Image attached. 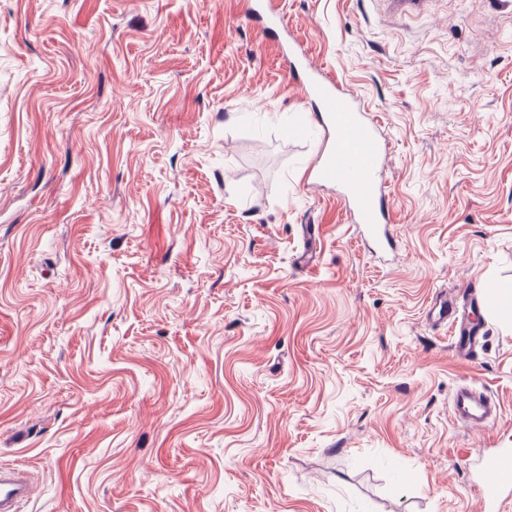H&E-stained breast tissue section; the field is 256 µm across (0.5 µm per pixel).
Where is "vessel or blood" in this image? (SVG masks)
I'll return each instance as SVG.
<instances>
[{
    "instance_id": "1",
    "label": "vessel or blood",
    "mask_w": 512,
    "mask_h": 512,
    "mask_svg": "<svg viewBox=\"0 0 512 512\" xmlns=\"http://www.w3.org/2000/svg\"><path fill=\"white\" fill-rule=\"evenodd\" d=\"M246 15L268 42L278 41L287 26L277 0H251ZM283 56L289 63L302 64L304 92L314 104L322 129L321 149L310 173L312 185L339 188L345 212L358 231L378 250H393L387 231L391 221L390 190L384 175L391 146L380 131L377 115L361 109L357 99L340 88L329 72L301 60L295 46L285 47ZM481 304L476 288L469 287L461 298H439L430 309L432 320L447 327L455 354L470 361L477 358L483 345L484 329L469 320L467 313ZM497 414L498 405L487 394L470 385L456 388L452 399L456 420L482 427ZM483 467L487 478L476 492L483 503L493 504L512 484V449L494 450L484 458ZM30 492L19 468L0 469V512H19L20 503Z\"/></svg>"
}]
</instances>
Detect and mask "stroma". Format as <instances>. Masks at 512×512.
<instances>
[{"instance_id": "stroma-1", "label": "stroma", "mask_w": 512, "mask_h": 512, "mask_svg": "<svg viewBox=\"0 0 512 512\" xmlns=\"http://www.w3.org/2000/svg\"><path fill=\"white\" fill-rule=\"evenodd\" d=\"M248 0H0V467L20 512H485L512 325V0H282L379 116L394 256L336 189ZM319 225L314 269L295 265ZM468 382L501 404L450 416ZM462 302L456 297H443L435 300L430 308V316L435 323L446 325L452 338L455 354L463 359L473 361L478 356V348L484 341L483 326L471 321L467 312L472 308L480 309L482 300L476 288L470 286L463 291ZM31 492L21 470L16 467H1L0 470V511L18 512L20 503Z\"/></svg>"}]
</instances>
